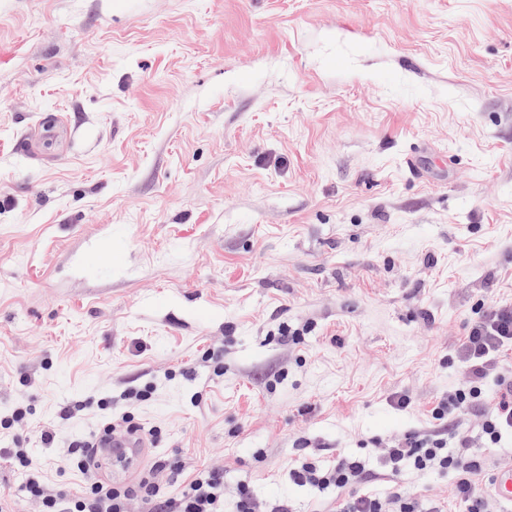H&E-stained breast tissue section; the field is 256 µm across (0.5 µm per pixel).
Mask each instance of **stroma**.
Wrapping results in <instances>:
<instances>
[{
	"mask_svg": "<svg viewBox=\"0 0 512 512\" xmlns=\"http://www.w3.org/2000/svg\"><path fill=\"white\" fill-rule=\"evenodd\" d=\"M493 301L512 0H0V416L27 409L0 448L48 488L80 492L69 445L129 416L144 453L97 478L170 458L172 497L214 470L224 512L243 486L261 512H336L292 472L343 449L360 492L459 512L451 474L381 457L442 428Z\"/></svg>",
	"mask_w": 512,
	"mask_h": 512,
	"instance_id": "obj_1",
	"label": "stroma"
}]
</instances>
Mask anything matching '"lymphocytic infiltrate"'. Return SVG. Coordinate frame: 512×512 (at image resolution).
Returning a JSON list of instances; mask_svg holds the SVG:
<instances>
[{
  "instance_id": "f902f5d3",
  "label": "lymphocytic infiltrate",
  "mask_w": 512,
  "mask_h": 512,
  "mask_svg": "<svg viewBox=\"0 0 512 512\" xmlns=\"http://www.w3.org/2000/svg\"><path fill=\"white\" fill-rule=\"evenodd\" d=\"M508 349H512V304L494 302L470 324L457 351L466 381L433 409L435 419L447 421V434L407 435L395 446L384 449L385 468L394 473L407 467L420 472H448L454 477L456 496L465 512H488L486 498L476 489L475 477L482 465L478 456L469 451L465 417L468 411L479 410L485 401L487 376ZM496 394L498 401L493 410L481 416V438L488 448L512 435V378H498ZM179 468L178 461L163 459L155 463L152 474L136 485L117 487L93 479L78 494L52 491L30 478L22 491L40 500L42 512H126L127 502L133 497L141 498L148 512H224V477L212 471L197 473L178 499H164L159 475ZM292 477L301 486L344 493L339 512H382L379 499L354 492L368 477L364 462L356 456L341 453L334 464L323 466L306 462L293 471Z\"/></svg>"
}]
</instances>
